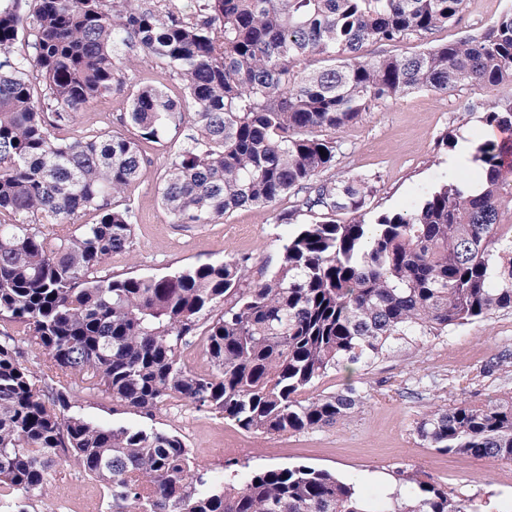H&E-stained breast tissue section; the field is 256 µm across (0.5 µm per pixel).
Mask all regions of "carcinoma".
<instances>
[{
    "label": "carcinoma",
    "mask_w": 512,
    "mask_h": 512,
    "mask_svg": "<svg viewBox=\"0 0 512 512\" xmlns=\"http://www.w3.org/2000/svg\"><path fill=\"white\" fill-rule=\"evenodd\" d=\"M28 2L0 0V215L16 217L0 223V507L27 512L68 458L104 483L112 512H479L417 471L403 475L410 499L396 492L390 505L306 465L226 479L199 468L174 435L58 411L104 390L146 416L180 401L258 435L314 430L360 403L353 388L308 394L329 372L406 336L512 310V147L480 145L481 192L454 179L369 220L376 187L353 174L321 178L337 145L317 135L413 90L464 85L493 91L465 111L512 131V94L494 93L512 86V12L478 35L366 58L370 43L447 25L464 0H193L189 15L135 0H36L29 13ZM19 40L32 53L12 55ZM131 43L179 76L195 106L197 135L160 188L172 223L211 224L293 189L307 209L351 221L300 225L279 267L256 282H245L247 257L161 278L96 276L131 244L135 213L112 199L140 178L138 140H165L181 104L144 86L126 115L134 138L69 141L51 129L112 90ZM82 211L98 221L64 229ZM14 324L62 376L36 384ZM200 333L212 376L182 360ZM414 432L440 452L511 462L512 396L435 406Z\"/></svg>",
    "instance_id": "cac0c4a2"
}]
</instances>
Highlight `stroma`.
<instances>
[{"mask_svg":"<svg viewBox=\"0 0 512 512\" xmlns=\"http://www.w3.org/2000/svg\"><path fill=\"white\" fill-rule=\"evenodd\" d=\"M512 0H465L457 21L427 37L411 36L390 45H367L365 56H407L430 45L445 44L484 31ZM151 85L179 97L182 81L164 66L147 62L135 47L124 49L112 90L77 113L73 123L55 130L70 140L90 135H132L125 121L133 89ZM485 89L466 86L440 93L417 90L379 103L372 112L336 132L339 146L333 175L359 174L376 186L369 207L391 212L418 204L432 188L460 171L448 169V147L439 140L455 130L481 144L488 137L480 113L468 103L483 99ZM191 117H183L166 142L142 143L145 158L139 180L124 192L133 200L137 221L129 249L112 254L97 273L117 278L162 277L215 261L248 257L249 280L274 272L286 238L302 224L319 223L322 211L300 205L289 192L273 206L242 207L211 224H175L162 208L159 186L174 154L195 135ZM512 355V311H498L420 344L394 345L369 363L330 372L318 380L313 394L332 395L356 388L362 405L334 426L282 436L248 433L220 416L190 406L174 405L149 417L116 405L99 391L72 397V411L86 420L113 427L157 430L178 436L195 462L211 473L233 466L239 474L308 465L358 482L373 498L387 497L404 472H424L432 483L455 498H472L480 512H512V462L490 463L449 455L427 447L414 431L416 420L435 405L483 400L512 392V363L481 383H468L477 369ZM32 512H109L106 489L73 463L60 462L44 497Z\"/></svg>","mask_w":512,"mask_h":512,"instance_id":"stroma-1","label":"stroma"}]
</instances>
